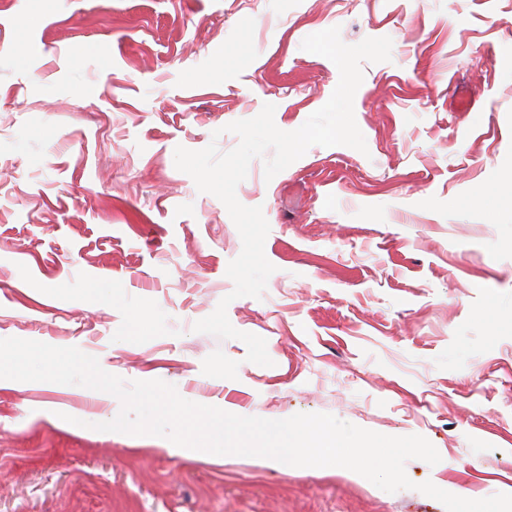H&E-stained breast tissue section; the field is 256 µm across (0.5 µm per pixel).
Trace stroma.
Instances as JSON below:
<instances>
[{
	"label": "stroma",
	"instance_id": "1",
	"mask_svg": "<svg viewBox=\"0 0 512 512\" xmlns=\"http://www.w3.org/2000/svg\"><path fill=\"white\" fill-rule=\"evenodd\" d=\"M334 26L392 40L354 97L367 150L314 146L269 181L251 162L237 197L262 207L275 271L262 298L231 299L241 238L174 151L233 149L226 125L267 103L300 128L339 81L301 43ZM226 296L272 366L194 331ZM10 337L241 416L421 435L441 461L408 460L415 487L391 494L354 472L173 455L95 430L114 396L0 379V512H445L426 481L512 494V0H0Z\"/></svg>",
	"mask_w": 512,
	"mask_h": 512
}]
</instances>
